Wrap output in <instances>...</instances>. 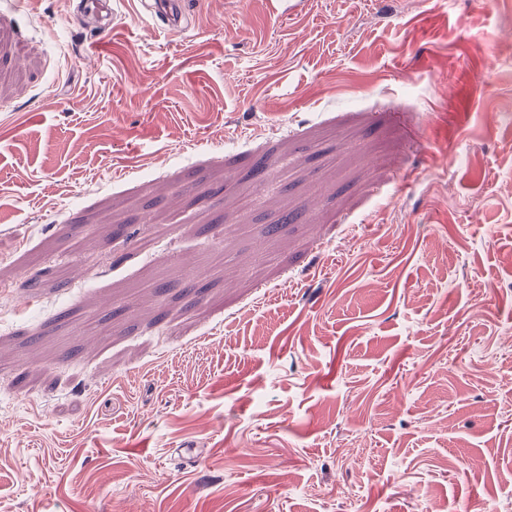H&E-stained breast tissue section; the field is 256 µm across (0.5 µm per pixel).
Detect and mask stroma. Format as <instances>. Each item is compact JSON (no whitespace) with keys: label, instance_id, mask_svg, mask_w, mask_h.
Returning <instances> with one entry per match:
<instances>
[{"label":"stroma","instance_id":"1","mask_svg":"<svg viewBox=\"0 0 512 512\" xmlns=\"http://www.w3.org/2000/svg\"><path fill=\"white\" fill-rule=\"evenodd\" d=\"M182 3L0 0V512H512V0Z\"/></svg>","mask_w":512,"mask_h":512}]
</instances>
